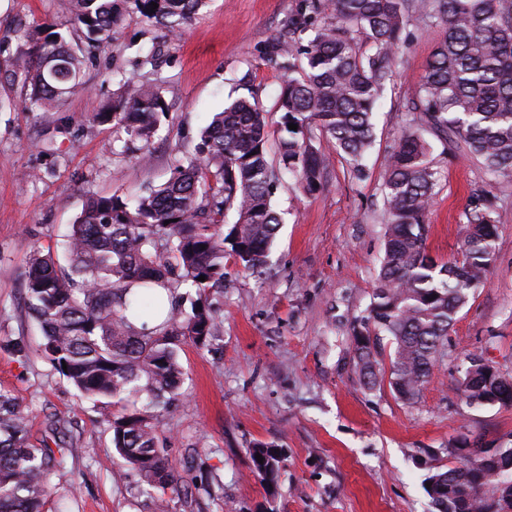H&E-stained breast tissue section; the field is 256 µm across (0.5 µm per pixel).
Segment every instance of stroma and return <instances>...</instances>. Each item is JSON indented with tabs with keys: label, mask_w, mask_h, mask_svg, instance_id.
<instances>
[{
	"label": "stroma",
	"mask_w": 512,
	"mask_h": 512,
	"mask_svg": "<svg viewBox=\"0 0 512 512\" xmlns=\"http://www.w3.org/2000/svg\"><path fill=\"white\" fill-rule=\"evenodd\" d=\"M299 0H209L169 40L152 37L126 14L110 43L91 57L87 93L60 111L24 108L20 83L0 78V337L24 341L25 357L0 349V390L31 412L30 440L72 445L70 470L54 477L56 512H155L152 497L124 473L112 433L92 404L52 367L25 296L27 259L37 247L59 249L90 195L130 197L169 176L176 148L197 137L216 112L255 95L270 111L269 143L280 115L272 107L284 79L262 50ZM67 28L69 0H0V75L18 49V30ZM441 29L411 17L393 83L376 114V141L364 178H356L334 144L314 145L330 159L322 188L302 193L285 178L273 198L283 224L262 274L229 266L213 294L222 338L180 353L185 398L165 412L158 434L185 486L171 512H431L425 478L452 461L456 442L481 436L512 447V407L467 404L460 379L478 355L512 376V186L498 193L497 248L484 282L460 310L431 382L417 402L388 384L364 387L353 367L351 328L377 282L385 223L380 185L386 159L412 122L404 103L415 91ZM156 44L169 114L151 145L150 164L125 149L122 128L90 124L116 94L113 70L134 68L135 51ZM441 172L428 215V251L457 258L474 190L493 177L464 147L433 144ZM270 443L282 452L274 493L251 470L249 451ZM208 471V487L195 484Z\"/></svg>",
	"instance_id": "1"
}]
</instances>
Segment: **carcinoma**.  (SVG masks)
I'll return each instance as SVG.
<instances>
[{
	"mask_svg": "<svg viewBox=\"0 0 512 512\" xmlns=\"http://www.w3.org/2000/svg\"><path fill=\"white\" fill-rule=\"evenodd\" d=\"M207 2L71 0L79 41L53 27L22 28L29 48L14 53L6 79L22 84L28 111L54 112L85 91L88 52L112 39L126 12L175 38ZM412 13L442 24L444 34L409 101L416 120L388 155L380 188L384 250L368 314L353 326L352 343L365 386L386 380L398 399L415 402L432 379L455 316L494 258L495 191L512 176V0H301L264 47L267 64L284 75L275 103L280 165L269 158L266 111L253 98H238L214 116L199 143L174 156L164 183L131 201L89 197L71 225L66 265L50 249L30 255L26 295L42 331L39 348L93 404L123 467L157 492V512H168L180 484L158 446L156 419L184 398L182 346L205 349L221 335L209 296L224 287V260L253 273L262 269L281 224L272 196L283 174L307 194L322 186L329 160L313 145L316 136L331 140L350 172L364 176L374 117ZM113 79L119 95L92 122L122 127L141 143L146 162L159 117L168 111L166 80L154 68L117 71ZM426 132L450 146L464 144L487 172L505 177L473 193L459 257L449 262L426 249L440 180ZM230 210L237 220L226 226ZM183 286L196 294L190 310L173 304L162 323L149 326L143 317L161 310L155 288L172 293ZM385 354L387 370L380 360ZM460 388L470 405L512 407V378L480 357L469 358ZM496 454L491 463L478 451L457 453L430 473L426 493L434 512H499L496 506L512 497V448ZM72 457L71 448L31 443L26 408L0 391V512H46L52 478L66 473ZM250 458L252 472L274 491L281 452L257 443Z\"/></svg>",
	"mask_w": 512,
	"mask_h": 512,
	"instance_id": "1",
	"label": "carcinoma"
}]
</instances>
